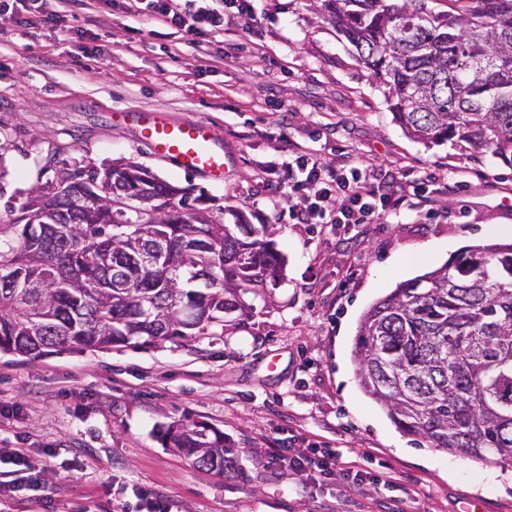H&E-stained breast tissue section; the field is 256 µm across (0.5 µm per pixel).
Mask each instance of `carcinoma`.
<instances>
[{
    "mask_svg": "<svg viewBox=\"0 0 512 512\" xmlns=\"http://www.w3.org/2000/svg\"><path fill=\"white\" fill-rule=\"evenodd\" d=\"M310 0L354 49L396 120L512 166V0ZM131 161L63 168L0 222V352L150 346L224 326L246 291L276 280L273 225L207 206ZM157 253V262L142 256ZM194 315L186 319L180 307ZM365 391L403 432L475 460L512 462V244L478 246L400 284L360 323ZM164 445L199 468L239 461L224 434L169 425Z\"/></svg>",
    "mask_w": 512,
    "mask_h": 512,
    "instance_id": "obj_1",
    "label": "carcinoma"
}]
</instances>
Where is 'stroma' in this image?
Returning <instances> with one entry per match:
<instances>
[{
  "mask_svg": "<svg viewBox=\"0 0 512 512\" xmlns=\"http://www.w3.org/2000/svg\"><path fill=\"white\" fill-rule=\"evenodd\" d=\"M223 32L143 24L114 0L112 24L73 0L70 33L0 16V208L84 160H129L271 223L280 277L245 295L223 328L183 343L0 353V448H20L27 485L1 512H512V464L475 461L404 434L361 387L364 313L403 281L512 225V167L489 153L426 147L393 120L381 88L308 0H254ZM207 125L223 182L153 154L139 117ZM357 158L405 201L374 224H297L292 183L264 171L298 148ZM203 422L234 443L240 470L198 468L162 427ZM290 448L338 459L288 489ZM355 462L357 492L340 465ZM392 472L396 487L377 480Z\"/></svg>",
  "mask_w": 512,
  "mask_h": 512,
  "instance_id": "35a3bbf8",
  "label": "stroma"
}]
</instances>
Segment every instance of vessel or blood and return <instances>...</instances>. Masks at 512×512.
<instances>
[{"mask_svg": "<svg viewBox=\"0 0 512 512\" xmlns=\"http://www.w3.org/2000/svg\"><path fill=\"white\" fill-rule=\"evenodd\" d=\"M144 139L153 153L177 163L180 169L200 172L212 181L224 178L226 159L210 130L199 123H173L153 115L143 118Z\"/></svg>", "mask_w": 512, "mask_h": 512, "instance_id": "obj_1", "label": "vessel or blood"}]
</instances>
